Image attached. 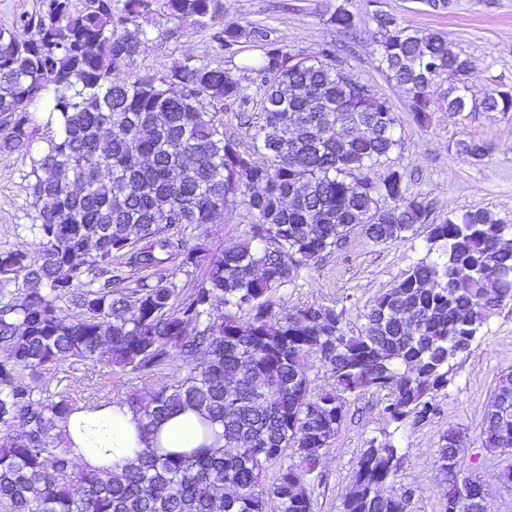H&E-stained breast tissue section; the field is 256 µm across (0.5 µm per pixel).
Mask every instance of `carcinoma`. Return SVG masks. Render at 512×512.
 Wrapping results in <instances>:
<instances>
[{"label":"carcinoma","mask_w":512,"mask_h":512,"mask_svg":"<svg viewBox=\"0 0 512 512\" xmlns=\"http://www.w3.org/2000/svg\"><path fill=\"white\" fill-rule=\"evenodd\" d=\"M153 0H40L33 13L0 27V151L31 145L30 106L52 91L48 141L31 171L36 211L33 244L0 250V276L17 288L0 296V502L10 512H313L309 492L320 458L344 417L348 397L386 392L393 422L424 420L433 395L448 384L453 348L472 321L497 301L512 303V245L481 209L450 211L429 223L430 209L407 194L402 173L376 167L401 149V121L386 98L351 77L326 45L302 56L260 26L228 23L211 39L234 58L255 90L221 66L180 61L160 75L140 73L149 41L139 20ZM172 18L206 28L223 0H164ZM329 21L353 34L359 21L343 4ZM386 77L410 93L412 119L431 121L434 89L446 73L448 116L512 112V89L470 94L471 64L445 36L411 28L381 9L371 12ZM236 107L260 142L243 151L224 135L219 113ZM260 114L253 126V114ZM480 161L487 147L457 143ZM241 205L247 238L208 249V225ZM361 225L375 243L429 225L425 255L375 297L362 329L350 335L343 311L310 304L279 315L270 293L318 262ZM126 257L139 273L112 266ZM202 267L185 296L163 276L168 266ZM79 310L64 319L58 301ZM224 306L214 319V306ZM321 354L330 383L313 386L300 366ZM68 358L147 375L176 359L188 373L142 399L124 400L151 433L186 408L203 432L223 428L224 447L144 451L118 472L76 473L64 431L69 397L39 391L35 377ZM509 408L503 417L496 408ZM487 448L512 452V372L501 374L483 419ZM465 435L442 437L443 475L459 468ZM390 440L363 449L342 512H407L404 495L385 493L397 473ZM290 455L298 463L266 471ZM79 481L80 492L73 482ZM488 492L474 477L448 488L445 512H488Z\"/></svg>","instance_id":"obj_1"}]
</instances>
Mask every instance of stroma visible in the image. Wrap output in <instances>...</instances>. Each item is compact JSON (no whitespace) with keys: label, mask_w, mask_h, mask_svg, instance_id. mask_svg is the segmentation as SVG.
I'll list each match as a JSON object with an SVG mask.
<instances>
[{"label":"stroma","mask_w":512,"mask_h":512,"mask_svg":"<svg viewBox=\"0 0 512 512\" xmlns=\"http://www.w3.org/2000/svg\"><path fill=\"white\" fill-rule=\"evenodd\" d=\"M326 0H224L228 22L272 28L280 43L303 55L323 45L347 46L350 67L371 88L387 98L401 120L404 146L393 154L391 165L404 176L408 194L431 207V222L448 212L479 208L494 219L512 224V113L480 112L450 118L437 111L431 127L411 118L406 92L388 81L378 67L375 26L367 0H347L360 25L348 37L328 20ZM380 7L423 31L443 33L449 47L471 62V92L481 97L490 87H512V0H449L441 13L427 10L421 0H380ZM150 36L141 58L142 68L164 72L174 61L221 65L249 83L247 72L230 62L207 29L183 25L160 4L140 20ZM37 135L31 146L0 154V250L29 246L35 211L31 207L29 173L39 150L57 134L47 122L44 102L30 108ZM461 140H476L488 147L480 161H465L457 151ZM249 221L243 208L224 210L210 225L212 247H228L245 239ZM426 225L414 235L384 243L369 241L353 228L318 263L302 270L290 282L272 291L276 310L289 311L308 304L343 309L346 330L359 331L366 306L400 280L409 266L425 254ZM512 370V305L494 311L468 352L453 361L444 390L433 399L434 411L423 421H389L385 393L368 391L350 397L345 419L327 448L320 467L321 479L312 489L314 512H342L362 448L371 440L391 437L398 449L397 476L391 492L409 497L408 512H444L445 480L437 463V450L448 429L464 432L463 475H477L488 489V512H512V484L502 475L512 468V456L483 447L481 427L503 372ZM185 361L177 360L148 376L108 367L63 361L42 371L38 384L48 392H66L79 406L109 403L130 395L147 397L159 387L186 375Z\"/></svg>","instance_id":"35a3bbf8"}]
</instances>
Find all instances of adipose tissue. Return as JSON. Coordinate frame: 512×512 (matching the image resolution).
<instances>
[{
  "instance_id": "obj_1",
  "label": "adipose tissue",
  "mask_w": 512,
  "mask_h": 512,
  "mask_svg": "<svg viewBox=\"0 0 512 512\" xmlns=\"http://www.w3.org/2000/svg\"><path fill=\"white\" fill-rule=\"evenodd\" d=\"M67 444L78 464L88 470L115 469L148 448L180 450L200 444L221 447V426L203 432L201 417L191 410L162 421L157 432L144 434L140 415L129 405L109 403L95 411L73 413L65 428Z\"/></svg>"
}]
</instances>
